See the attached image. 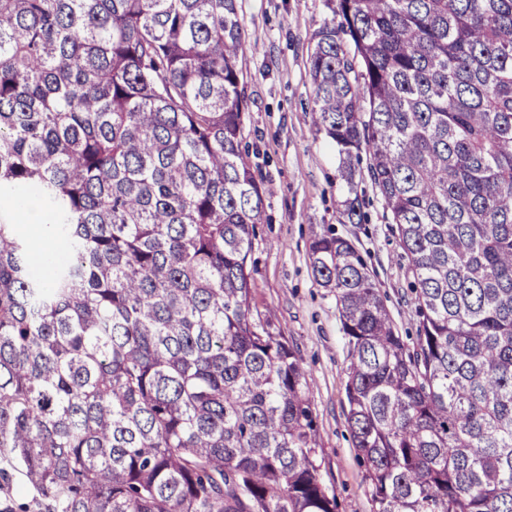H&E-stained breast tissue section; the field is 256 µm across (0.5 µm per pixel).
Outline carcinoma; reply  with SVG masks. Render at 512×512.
I'll return each instance as SVG.
<instances>
[{"label": "carcinoma", "instance_id": "cac0c4a2", "mask_svg": "<svg viewBox=\"0 0 512 512\" xmlns=\"http://www.w3.org/2000/svg\"><path fill=\"white\" fill-rule=\"evenodd\" d=\"M312 121L360 153L416 346L356 246L336 293L375 512H512V0H327ZM239 0H0V460L43 512H336L301 355L254 310ZM34 200L67 259L33 272Z\"/></svg>", "mask_w": 512, "mask_h": 512}]
</instances>
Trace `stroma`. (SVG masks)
Wrapping results in <instances>:
<instances>
[{"label": "stroma", "mask_w": 512, "mask_h": 512, "mask_svg": "<svg viewBox=\"0 0 512 512\" xmlns=\"http://www.w3.org/2000/svg\"><path fill=\"white\" fill-rule=\"evenodd\" d=\"M251 43L241 63L247 99L242 146L267 189L256 226L253 305L299 350L319 430L316 460L336 495L338 512H372L370 486L347 423V353L336 296L315 281L308 257L326 227L360 250L396 329L416 336L412 273L371 182L367 160L357 165L364 223H347L346 188L334 146L311 120L312 35L331 13L326 0H239Z\"/></svg>", "instance_id": "1"}]
</instances>
